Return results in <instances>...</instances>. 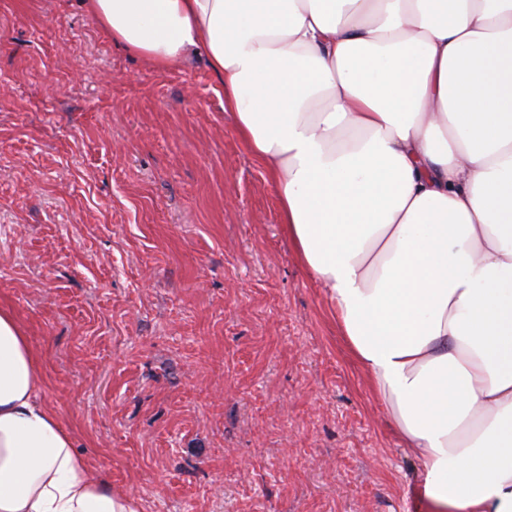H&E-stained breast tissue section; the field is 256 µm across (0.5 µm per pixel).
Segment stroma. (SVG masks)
<instances>
[{
  "label": "stroma",
  "mask_w": 512,
  "mask_h": 512,
  "mask_svg": "<svg viewBox=\"0 0 512 512\" xmlns=\"http://www.w3.org/2000/svg\"><path fill=\"white\" fill-rule=\"evenodd\" d=\"M0 309L141 512H426L204 55L0 0Z\"/></svg>",
  "instance_id": "1"
}]
</instances>
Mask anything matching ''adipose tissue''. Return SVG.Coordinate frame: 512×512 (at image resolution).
I'll return each instance as SVG.
<instances>
[{"instance_id": "ef3b65f1", "label": "adipose tissue", "mask_w": 512, "mask_h": 512, "mask_svg": "<svg viewBox=\"0 0 512 512\" xmlns=\"http://www.w3.org/2000/svg\"><path fill=\"white\" fill-rule=\"evenodd\" d=\"M153 68L203 50L428 512H512V0H84ZM0 310V512H138Z\"/></svg>"}]
</instances>
